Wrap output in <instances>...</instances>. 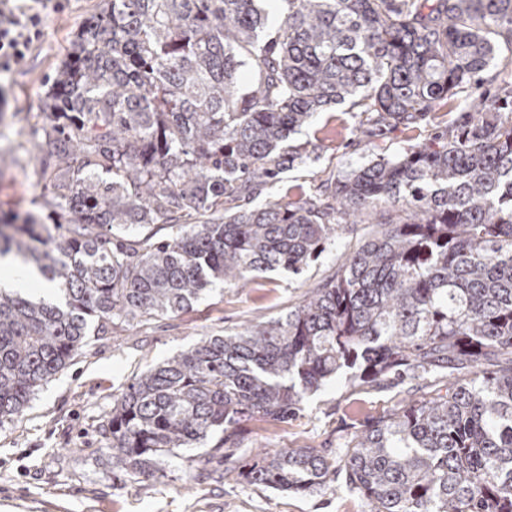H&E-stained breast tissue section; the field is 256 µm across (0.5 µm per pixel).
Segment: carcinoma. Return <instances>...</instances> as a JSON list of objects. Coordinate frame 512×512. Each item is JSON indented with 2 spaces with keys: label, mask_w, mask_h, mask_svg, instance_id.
<instances>
[{
  "label": "carcinoma",
  "mask_w": 512,
  "mask_h": 512,
  "mask_svg": "<svg viewBox=\"0 0 512 512\" xmlns=\"http://www.w3.org/2000/svg\"><path fill=\"white\" fill-rule=\"evenodd\" d=\"M102 0L49 85L41 158L62 222L0 225V256L58 290L0 289V426L81 354L90 333L192 308L217 282L302 273L374 224L285 315L135 377L99 425L132 482L179 448L253 418L281 424L340 368L363 382L468 368L465 383L379 418L334 469L314 448L263 449L244 479L316 490L336 471L371 512H512V90L476 93L512 52V0ZM440 140L373 159L333 202L226 208L275 179L298 128L347 99L409 126L459 94ZM169 232L131 241L133 226Z\"/></svg>",
  "instance_id": "1"
}]
</instances>
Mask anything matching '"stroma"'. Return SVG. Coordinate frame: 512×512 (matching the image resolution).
Instances as JSON below:
<instances>
[{
  "label": "stroma",
  "mask_w": 512,
  "mask_h": 512,
  "mask_svg": "<svg viewBox=\"0 0 512 512\" xmlns=\"http://www.w3.org/2000/svg\"><path fill=\"white\" fill-rule=\"evenodd\" d=\"M100 3L69 0L64 11L48 16L42 40L18 69L0 76V224L29 212L47 224L54 220L43 203L39 172L44 95L74 35ZM463 108L459 98L414 128L386 125L363 133L362 117L350 102L333 105L290 136V148H304L303 159L275 181L256 186L245 205L260 208L302 197L326 202L338 179L369 159L430 142ZM370 230L363 224L357 235L335 239L302 274L268 272L248 288L218 283L188 312L119 323L109 335L90 337L73 364L45 385L19 418L0 426V512H370L368 501L340 477L318 490L282 492L247 484L239 472L261 448L307 446L340 465L350 439L367 421L396 415L409 399L445 389L447 371L379 387L350 383L349 370H340L306 395L297 418L278 425L244 421L234 429L233 447L205 469L194 463L199 449L184 448L166 459L162 475L141 483L113 469L98 429L114 397L136 375L201 337L286 314L309 289L333 276L358 236Z\"/></svg>",
  "instance_id": "stroma-1"
}]
</instances>
